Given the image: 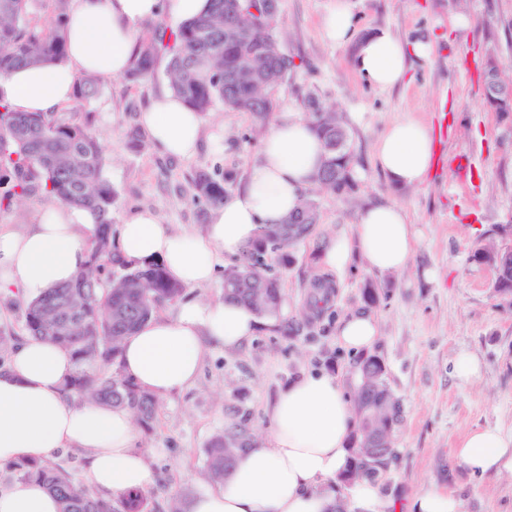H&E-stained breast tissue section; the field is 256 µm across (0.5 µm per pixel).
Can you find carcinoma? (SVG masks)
<instances>
[{"mask_svg": "<svg viewBox=\"0 0 512 512\" xmlns=\"http://www.w3.org/2000/svg\"><path fill=\"white\" fill-rule=\"evenodd\" d=\"M228 0H211L208 13L177 27L160 24L153 34L139 40L133 66L123 75L139 82L155 75L158 47L169 53L166 78L171 90L195 112L205 115L217 106L226 112L246 111L265 121L273 112L271 93L285 84L296 68L284 52L278 21L252 28L249 40L239 41L230 32L262 11L263 0H238L236 10L224 11ZM70 0H0V75L19 66L61 63L66 58V19ZM103 78L82 74L76 83L72 111L100 92ZM486 108L502 115L512 113V98L484 97ZM306 108L313 130L324 143L325 157L313 178L319 190L348 195L355 189L349 134L340 114L310 95ZM106 150L90 119L64 118L57 112H15L0 102V211L32 196L44 203H61L85 209L94 217L91 250L86 265L74 279L26 304L23 311L29 336L53 342L72 354L76 371L66 382L69 396L129 409L136 425L150 431L158 399L140 389L120 371L106 375L103 367L119 365L124 337L153 317L156 309L178 300L182 287L171 281L162 264L132 266L117 252L112 238V209L118 194L106 177ZM235 179L230 173H200L194 179L193 199L208 207L224 204ZM300 205L308 223L285 237L273 236L274 228L261 230L239 260L224 268V298L253 307L261 315L278 314L282 308L279 278L270 274L274 264L288 269L294 249L313 235L320 224L315 197L308 191ZM328 278L316 276L301 320L312 325L326 310L327 297L316 290ZM80 292L85 303L69 309L67 296ZM368 364L375 369L373 383L398 405L403 402L388 386L384 366L376 355L359 357L355 369ZM357 417L356 444L367 448L366 432L385 423L384 413L373 406L362 381L351 389ZM251 436L246 421L233 422L206 448L205 479L218 481L237 462L243 441ZM397 456V448L385 449L381 459L352 455L351 469L358 479L378 480ZM19 478H36L56 495L61 512H148L147 499L130 491L116 502H106L64 469L50 462L11 466Z\"/></svg>", "mask_w": 512, "mask_h": 512, "instance_id": "carcinoma-1", "label": "carcinoma"}]
</instances>
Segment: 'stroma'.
Wrapping results in <instances>:
<instances>
[{
	"label": "stroma",
	"mask_w": 512,
	"mask_h": 512,
	"mask_svg": "<svg viewBox=\"0 0 512 512\" xmlns=\"http://www.w3.org/2000/svg\"><path fill=\"white\" fill-rule=\"evenodd\" d=\"M329 0H279L284 51L299 66L273 97L277 112H303L315 94L340 112L350 136L356 189L346 196L316 197L321 223L298 245L295 262L280 271L286 322L297 321L318 267L317 245L352 235L360 210L385 200L403 206L419 232L409 269L378 275L363 263L336 273L327 310L299 335L262 329L244 348H210L195 382L159 402L151 431L138 432L137 446L157 476L145 490L150 512L186 508L204 488L200 472L210 440L225 426L246 420L257 437L270 425L267 408L288 380L305 372L337 375L344 390L357 377L355 355L336 336L348 313L368 308L365 284L378 292L370 306L381 320L372 349L387 382L404 404L395 432L396 458L379 484L396 498L437 485L458 495L463 512H512V477L470 473L454 459L469 429L512 427V300L493 289L494 273L473 261L477 246L512 227V116L487 111L480 69L486 55L512 75V0H467L464 35L448 30L454 0H357L363 27L388 29L413 42L429 43L428 57L411 60L408 82L390 90L367 85L354 71L351 50L323 40L320 26ZM166 58H158L153 79L131 83L105 80L86 106L104 137L106 174L118 194L113 224L142 208L175 231L202 232L205 204L193 203L197 174L233 173L244 178L257 161L268 123L249 112L215 110L203 117V141L193 156L161 153L142 133L140 114L166 92ZM412 114L426 122L437 143V164L417 190L391 186L372 163V146L393 119ZM140 131L132 139V131ZM464 353L481 362L478 377L463 382L454 371Z\"/></svg>",
	"instance_id": "1"
}]
</instances>
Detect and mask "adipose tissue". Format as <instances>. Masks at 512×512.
<instances>
[{
  "label": "adipose tissue",
  "mask_w": 512,
  "mask_h": 512,
  "mask_svg": "<svg viewBox=\"0 0 512 512\" xmlns=\"http://www.w3.org/2000/svg\"><path fill=\"white\" fill-rule=\"evenodd\" d=\"M208 0H71L65 62L31 66L0 76V102L18 112H52L70 103L78 75L122 76L131 66L139 24L165 13L179 25L202 15ZM354 0H330L324 39L352 46V63L370 86L402 84L409 56H428L429 44L407 43L385 29L357 33ZM140 121L160 150L188 157L199 148L203 120L180 97H155ZM324 146L305 116L281 113L268 129L258 161L223 205L209 212L202 234L178 233L160 224L153 210L128 215L115 246L129 264L163 262L183 287L212 283L225 259L239 256L261 228L294 211L321 164ZM432 131L412 115L391 121L373 147L376 166L394 187L424 186L432 169ZM94 218L84 209L47 206L26 230L0 228V293L34 300L70 281L85 265ZM418 246L406 210L388 201L359 214L353 238L330 241L317 254L325 271L364 262L380 274L405 271ZM278 317L223 300L187 301L170 316L154 317L123 343L120 369L142 389L163 399L196 379L207 348L237 351L260 327ZM380 334L377 316L353 312L337 328L343 347L370 349ZM76 364L63 347L32 338L16 345L0 368V464L43 461L62 448L84 454V478L96 494L115 500L153 486L156 473L137 448L132 416L122 407L77 403L63 386ZM263 439L241 454L222 481L188 503V512H334L339 477L350 462L355 411L337 377L307 373L281 388L269 407ZM456 461L475 474H512V431L498 426L468 430L454 450ZM348 512H462L455 494L431 486L401 502L364 480L348 488ZM0 512H60L55 496L35 480H15L0 491Z\"/></svg>",
  "instance_id": "1"
}]
</instances>
